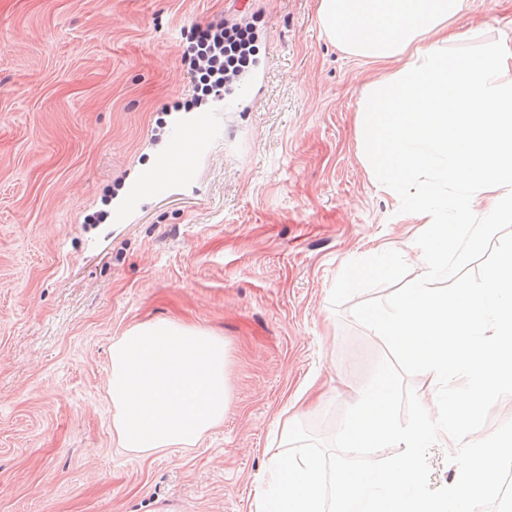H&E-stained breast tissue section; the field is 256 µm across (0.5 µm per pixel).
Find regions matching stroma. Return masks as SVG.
I'll return each mask as SVG.
<instances>
[{
	"label": "stroma",
	"instance_id": "stroma-1",
	"mask_svg": "<svg viewBox=\"0 0 512 512\" xmlns=\"http://www.w3.org/2000/svg\"><path fill=\"white\" fill-rule=\"evenodd\" d=\"M259 30L251 97L221 112L195 182L111 221L125 186L165 149L171 123L213 106L183 54L193 29ZM450 55L512 46V0H467ZM376 64L333 45L318 0H0V512H259L269 459L380 465L338 432L379 369L400 423L431 383L364 314L421 276L420 224L359 158L355 115ZM512 222L468 225L448 255L480 279ZM389 243L397 276L344 291L348 265ZM165 320L224 341L227 405L195 446L119 448L109 349ZM315 394L282 434V412ZM512 440V389L465 440ZM456 449L426 448L427 489Z\"/></svg>",
	"mask_w": 512,
	"mask_h": 512
}]
</instances>
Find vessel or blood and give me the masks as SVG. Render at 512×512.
<instances>
[{
  "mask_svg": "<svg viewBox=\"0 0 512 512\" xmlns=\"http://www.w3.org/2000/svg\"><path fill=\"white\" fill-rule=\"evenodd\" d=\"M219 131L218 111L214 108L177 119L168 152L160 156L152 174L127 187L124 201L112 209L113 223H128L133 205L142 197L164 196L177 186L193 184L197 161Z\"/></svg>",
  "mask_w": 512,
  "mask_h": 512,
  "instance_id": "b4317fda",
  "label": "vessel or blood"
}]
</instances>
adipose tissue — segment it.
Instances as JSON below:
<instances>
[{
	"label": "adipose tissue",
	"mask_w": 512,
	"mask_h": 512,
	"mask_svg": "<svg viewBox=\"0 0 512 512\" xmlns=\"http://www.w3.org/2000/svg\"><path fill=\"white\" fill-rule=\"evenodd\" d=\"M466 0H319L328 38L347 53L380 64L361 90L357 109L364 166L386 194L424 226L422 276L369 326L400 349L402 360L430 374L446 391V410L418 408L400 424L386 375L357 399L341 431L349 449L390 448L378 468L335 469L325 478L313 457L271 458L262 512H453L461 494L480 501L512 464V446H458L479 418L486 397L512 388V240L477 281L432 282L448 270L454 227L481 215L485 226L512 219V81L502 70L512 48L480 58H449L454 21ZM458 451L456 478L439 494L424 489L423 451L440 425Z\"/></svg>",
	"instance_id": "1"
}]
</instances>
